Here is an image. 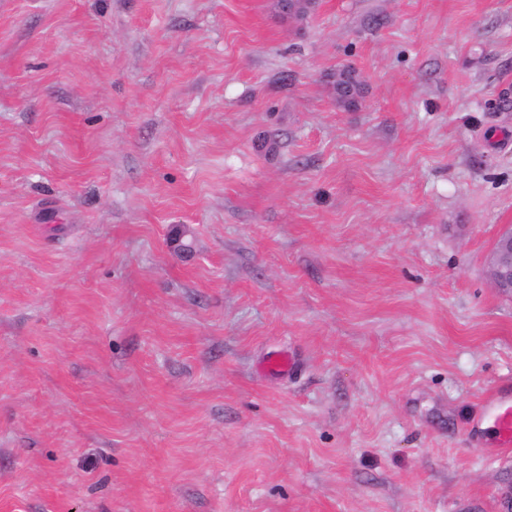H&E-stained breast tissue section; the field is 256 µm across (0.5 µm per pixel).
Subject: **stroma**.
<instances>
[{"instance_id": "stroma-1", "label": "stroma", "mask_w": 512, "mask_h": 512, "mask_svg": "<svg viewBox=\"0 0 512 512\" xmlns=\"http://www.w3.org/2000/svg\"><path fill=\"white\" fill-rule=\"evenodd\" d=\"M507 224L512 0H0V512H512ZM334 96L336 103L342 107H352L358 103V99L362 97L363 93V82L359 76L355 78H349L346 82V87L339 88L336 84H333ZM490 282L499 293L512 295V228L496 240L487 260ZM481 426L494 436L492 447L481 448L484 453L508 455L512 450V397L486 396Z\"/></svg>"}]
</instances>
